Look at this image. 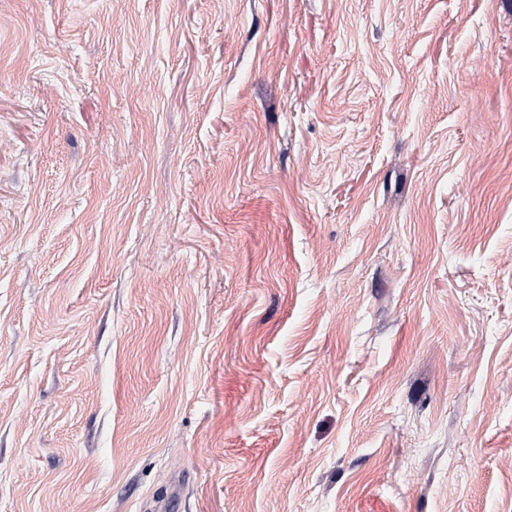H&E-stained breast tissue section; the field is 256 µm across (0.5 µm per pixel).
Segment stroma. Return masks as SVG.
Masks as SVG:
<instances>
[{"mask_svg": "<svg viewBox=\"0 0 512 512\" xmlns=\"http://www.w3.org/2000/svg\"><path fill=\"white\" fill-rule=\"evenodd\" d=\"M512 512V0H0V512Z\"/></svg>", "mask_w": 512, "mask_h": 512, "instance_id": "1", "label": "stroma"}]
</instances>
